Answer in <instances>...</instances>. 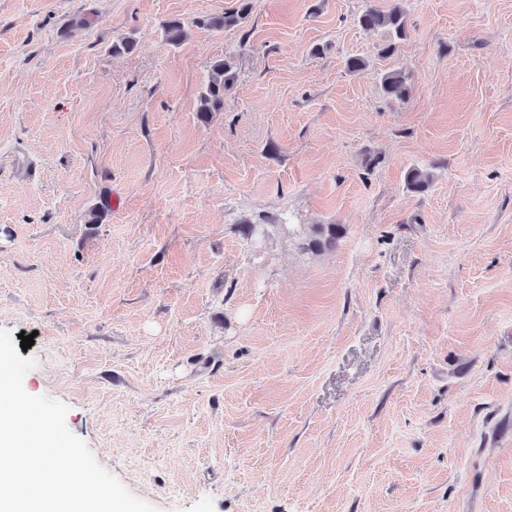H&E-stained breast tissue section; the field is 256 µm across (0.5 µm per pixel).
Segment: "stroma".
Returning <instances> with one entry per match:
<instances>
[{"mask_svg":"<svg viewBox=\"0 0 512 512\" xmlns=\"http://www.w3.org/2000/svg\"><path fill=\"white\" fill-rule=\"evenodd\" d=\"M242 1L0 0L26 392L157 512H512V0ZM358 22L365 30L386 29L397 39H403L407 33L406 14L398 4L388 11L370 8L359 17ZM235 79L231 63L228 60L215 61L210 69L206 90L201 96V104L198 112L205 117L213 112H218L224 104V90ZM382 89L389 97L404 100L410 90L408 76L400 70H391L382 78ZM307 248L324 249L331 248L336 244V225L334 224H317L315 226L314 235L306 239Z\"/></svg>","mask_w":512,"mask_h":512,"instance_id":"35a3bbf8","label":"stroma"}]
</instances>
